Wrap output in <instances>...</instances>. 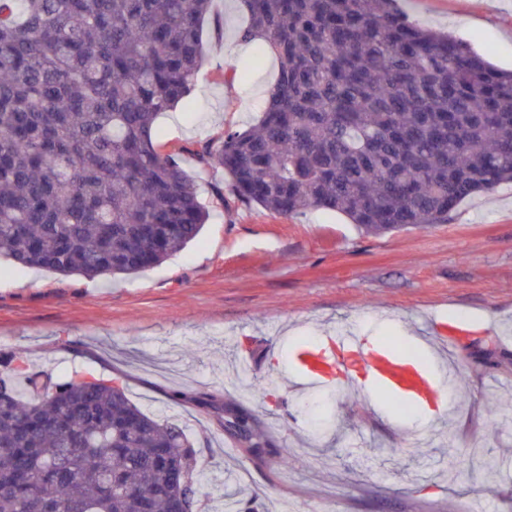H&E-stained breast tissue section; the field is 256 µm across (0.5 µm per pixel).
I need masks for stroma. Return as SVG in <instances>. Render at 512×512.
I'll use <instances>...</instances> for the list:
<instances>
[{
	"label": "stroma",
	"instance_id": "35a3bbf8",
	"mask_svg": "<svg viewBox=\"0 0 512 512\" xmlns=\"http://www.w3.org/2000/svg\"><path fill=\"white\" fill-rule=\"evenodd\" d=\"M399 6L512 70V0ZM213 13L224 31L203 24L194 111L156 122L210 211L200 238L115 280L0 263V370L23 351L31 368L112 381L183 427L205 499L235 491L251 512H512V184L465 199L449 223L380 236L333 211L220 201L227 175L195 152L258 122L278 66L238 39L239 0H214ZM437 321L462 328L453 346L433 336ZM338 329L423 342L453 377L446 406L429 421L397 412L359 367L330 387L297 382L294 346ZM214 399L255 416L270 451L220 428ZM473 442L494 467L449 469V449Z\"/></svg>",
	"mask_w": 512,
	"mask_h": 512
}]
</instances>
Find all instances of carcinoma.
I'll use <instances>...</instances> for the list:
<instances>
[{
  "label": "carcinoma",
  "mask_w": 512,
  "mask_h": 512,
  "mask_svg": "<svg viewBox=\"0 0 512 512\" xmlns=\"http://www.w3.org/2000/svg\"><path fill=\"white\" fill-rule=\"evenodd\" d=\"M213 0H0V258L64 276L130 275L210 212L155 120L189 108ZM246 43L279 74L258 124L196 156L284 216L344 214L367 235L446 224L512 183V71L397 0H242ZM0 378V512H208L184 429L124 391L30 371ZM35 395L27 402L12 378ZM248 447L267 438L245 414ZM476 448H452L448 466Z\"/></svg>",
  "instance_id": "1"
}]
</instances>
